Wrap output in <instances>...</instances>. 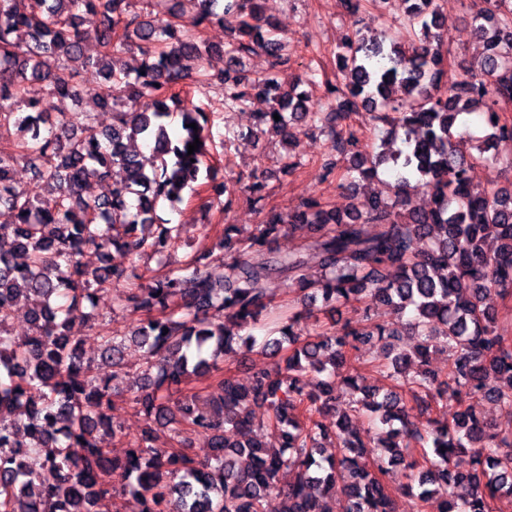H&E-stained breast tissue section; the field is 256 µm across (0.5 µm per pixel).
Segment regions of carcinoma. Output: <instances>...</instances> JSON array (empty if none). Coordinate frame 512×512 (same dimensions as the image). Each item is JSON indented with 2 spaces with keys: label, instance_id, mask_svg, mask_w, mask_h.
Wrapping results in <instances>:
<instances>
[{
  "label": "carcinoma",
  "instance_id": "1",
  "mask_svg": "<svg viewBox=\"0 0 512 512\" xmlns=\"http://www.w3.org/2000/svg\"><path fill=\"white\" fill-rule=\"evenodd\" d=\"M145 2L136 11L132 0H0V126L20 134L0 148V217H8L0 244H9L0 247V509L98 512L116 478L138 512H264L272 493L280 512H325V495L338 498L340 512H397V492L419 512L434 503L435 512L512 504V340L486 305L492 292L512 296V186L474 188L471 157L453 133L458 116L484 107L487 134L476 149L485 162L512 165V152L500 151L512 149V124L499 107L512 102V0H479L474 22L486 53L449 85L438 0H402V38L387 48L354 28L336 52V83L317 105L313 72L282 88L286 43L258 0H193L189 20L171 0ZM213 21L235 39L222 50L225 67L212 73L200 29ZM89 39L99 46L94 56L85 51ZM133 48L141 61L131 72L118 59ZM257 52L271 68L251 78L237 65ZM89 69L127 90L120 102H102L112 112L105 128L88 112L47 109L55 98L78 100V76ZM202 83L224 86L226 109L264 100L258 125L290 145L303 121L327 129L336 154L348 158L343 179L353 201L344 213L315 199L268 210L244 241L224 225L220 278L194 256L136 283L128 268L107 263L112 250L161 255L177 244L182 226L158 208L182 202L201 166L208 183L197 201L205 211L225 194L260 189L241 175L220 180L209 164V112L172 92ZM361 109L389 125L382 145L401 170L390 204L358 197L382 162L343 128ZM196 139L202 145L190 155ZM21 163L50 188L53 207L15 181ZM94 179L107 183L105 195H84ZM420 190L430 196L426 208L413 204ZM287 231L299 234V250L278 249ZM88 251L106 264L87 268ZM276 276L294 300L275 315L266 285ZM106 284L123 289L117 308L140 314L120 336L93 301ZM365 299L409 316L412 352L367 307L337 334L302 333L315 309L333 313ZM22 302L29 331L18 337L9 325ZM77 319L100 322V365L112 377L93 375L84 362L81 339L68 333ZM255 328L265 330L262 339ZM128 343L143 352L136 404L182 447L156 448L147 433L122 457L102 447V435L125 437L112 420L110 381L126 377ZM257 344L274 364L255 372L250 388L223 377L206 398H172L224 354ZM368 346L379 350L386 387L358 383L352 354ZM443 347L448 370L438 373L428 362ZM480 401L497 405L505 421L478 414ZM439 405L454 407L450 421L422 428L411 420L413 408L431 413ZM257 406L266 408L262 423L254 421ZM363 414L384 429L375 443L348 425ZM185 430L209 437L206 461L183 448ZM268 430L281 441L277 451L264 448ZM324 440L336 455L320 459ZM461 454L472 458L466 472L455 471Z\"/></svg>",
  "mask_w": 512,
  "mask_h": 512
}]
</instances>
